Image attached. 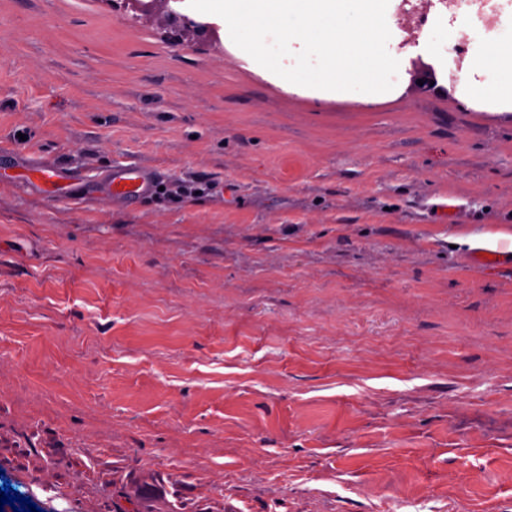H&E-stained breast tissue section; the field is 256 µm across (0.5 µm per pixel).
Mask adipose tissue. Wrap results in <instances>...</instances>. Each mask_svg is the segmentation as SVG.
<instances>
[{
    "mask_svg": "<svg viewBox=\"0 0 512 512\" xmlns=\"http://www.w3.org/2000/svg\"><path fill=\"white\" fill-rule=\"evenodd\" d=\"M462 39L468 43V61L456 86L458 99L473 108L512 112V19L488 32L468 21L441 16L417 48L444 70L448 67L449 47Z\"/></svg>",
    "mask_w": 512,
    "mask_h": 512,
    "instance_id": "1",
    "label": "adipose tissue"
}]
</instances>
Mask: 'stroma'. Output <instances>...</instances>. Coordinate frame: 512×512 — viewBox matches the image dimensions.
Instances as JSON below:
<instances>
[{"label":"stroma","mask_w":512,"mask_h":512,"mask_svg":"<svg viewBox=\"0 0 512 512\" xmlns=\"http://www.w3.org/2000/svg\"><path fill=\"white\" fill-rule=\"evenodd\" d=\"M410 5L411 76L435 2ZM455 62L319 102L160 2L0 0V485L40 512H512V269L468 262L512 259V114L462 105ZM128 165L144 197H113ZM110 2H112L113 8L119 2L131 5V10L135 12V16H137V13L149 12L154 3L163 2L166 7L167 19L172 24H178V27L184 30L204 35L214 34L217 31V27L213 24L194 19L193 13L184 9L182 5L184 0H110Z\"/></svg>","instance_id":"35a3bbf8"}]
</instances>
